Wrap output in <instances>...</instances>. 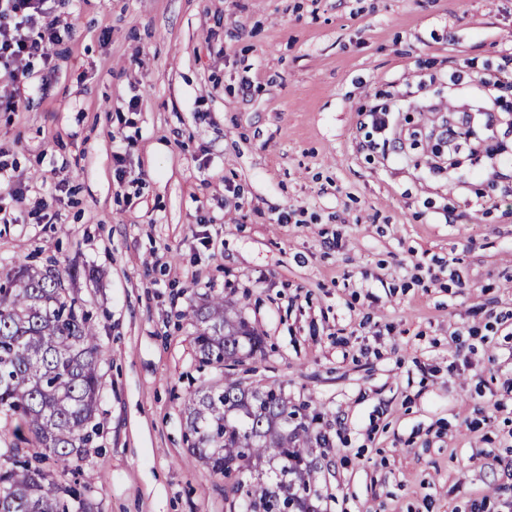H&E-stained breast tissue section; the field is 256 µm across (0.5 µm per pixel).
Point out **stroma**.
I'll return each mask as SVG.
<instances>
[{"instance_id": "35a3bbf8", "label": "stroma", "mask_w": 512, "mask_h": 512, "mask_svg": "<svg viewBox=\"0 0 512 512\" xmlns=\"http://www.w3.org/2000/svg\"><path fill=\"white\" fill-rule=\"evenodd\" d=\"M51 76L0 110L27 188L0 279L77 271L102 346L99 512H236L184 403L191 315L264 339L243 386L308 404L318 512H512V145L429 159L446 108H512V0H71ZM395 154L371 124L386 99ZM123 163H115L114 152Z\"/></svg>"}]
</instances>
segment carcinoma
Masks as SVG:
<instances>
[{
	"label": "carcinoma",
	"mask_w": 512,
	"mask_h": 512,
	"mask_svg": "<svg viewBox=\"0 0 512 512\" xmlns=\"http://www.w3.org/2000/svg\"><path fill=\"white\" fill-rule=\"evenodd\" d=\"M200 362L232 369L253 356L261 338L232 305L215 297L192 312ZM95 325L62 273L25 266L0 285V407L16 430L45 453H0V512H95L96 482L85 469L102 375ZM188 452L237 493L256 480L247 512H317L312 503L313 451L305 407L280 387L244 388L236 380L203 386L185 405ZM51 459L72 472L62 481Z\"/></svg>",
	"instance_id": "carcinoma-1"
}]
</instances>
